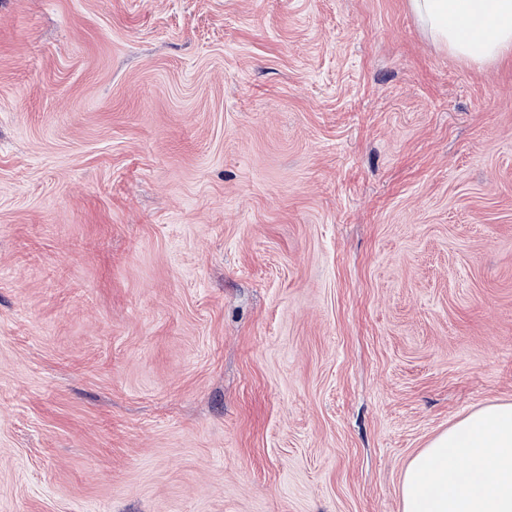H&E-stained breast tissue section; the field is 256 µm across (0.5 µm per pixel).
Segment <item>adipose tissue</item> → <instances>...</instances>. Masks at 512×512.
Here are the masks:
<instances>
[{
  "mask_svg": "<svg viewBox=\"0 0 512 512\" xmlns=\"http://www.w3.org/2000/svg\"><path fill=\"white\" fill-rule=\"evenodd\" d=\"M434 43L485 65L512 55V0H409ZM483 29L461 34L466 21ZM403 512H512V404L490 405L432 439L407 463Z\"/></svg>",
  "mask_w": 512,
  "mask_h": 512,
  "instance_id": "1",
  "label": "adipose tissue"
}]
</instances>
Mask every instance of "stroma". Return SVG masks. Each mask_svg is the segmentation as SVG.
Masks as SVG:
<instances>
[{"mask_svg":"<svg viewBox=\"0 0 512 512\" xmlns=\"http://www.w3.org/2000/svg\"><path fill=\"white\" fill-rule=\"evenodd\" d=\"M512 404V57L408 0H0V512H401Z\"/></svg>","mask_w":512,"mask_h":512,"instance_id":"1","label":"stroma"}]
</instances>
